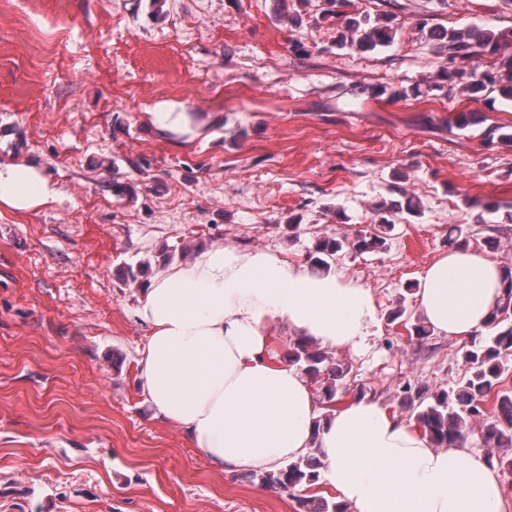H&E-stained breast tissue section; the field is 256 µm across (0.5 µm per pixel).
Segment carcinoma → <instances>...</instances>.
<instances>
[{"label": "carcinoma", "instance_id": "1", "mask_svg": "<svg viewBox=\"0 0 512 512\" xmlns=\"http://www.w3.org/2000/svg\"><path fill=\"white\" fill-rule=\"evenodd\" d=\"M425 37L436 42V51L449 57L440 80L428 85V90L454 89L470 99L477 100L497 93L505 100H512V27L491 29L476 25L459 28L425 30ZM397 27L394 17L388 13L374 16L366 13L346 19L344 32L339 36L341 45L359 53L373 52L394 42ZM501 55L499 65L486 70L473 67H456L474 56ZM416 213L413 205L402 208L386 203L376 208L381 230L361 234L353 243L360 253L376 252L386 245L384 230L392 228L399 214ZM343 248L341 241L324 237L317 240L310 256L312 266L327 271ZM288 361L320 386L319 402L325 414L316 421L321 427L328 418V411L348 391L351 366L336 359L330 353L304 336L289 339ZM465 373L460 381L448 388L430 390L427 387L413 389L408 385L399 402L401 409L414 411L415 420L436 448H446L463 439L474 430L477 422L488 413L495 420L485 427L484 442L489 463L512 474V390L502 387L504 377L512 372V266L503 267L502 292L497 307L492 312L486 332L476 335L463 352ZM324 463L317 451L289 463L277 471H263L259 480L263 484L282 489L311 487L315 485ZM298 512H348L341 501L321 496L297 498Z\"/></svg>", "mask_w": 512, "mask_h": 512}]
</instances>
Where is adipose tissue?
Listing matches in <instances>:
<instances>
[{
    "label": "adipose tissue",
    "mask_w": 512,
    "mask_h": 512,
    "mask_svg": "<svg viewBox=\"0 0 512 512\" xmlns=\"http://www.w3.org/2000/svg\"><path fill=\"white\" fill-rule=\"evenodd\" d=\"M60 196L37 165L0 163V205L22 212ZM501 282L494 259L454 247L426 269L417 305L434 334L468 339L483 330ZM136 315L148 328L139 361L147 402L212 465L275 471L316 447L321 483L352 512H507L500 472L469 443L435 449L369 395L324 412L299 368L273 353V320L325 347L365 343L377 307L344 273L213 243L156 271Z\"/></svg>",
    "instance_id": "adipose-tissue-1"
}]
</instances>
